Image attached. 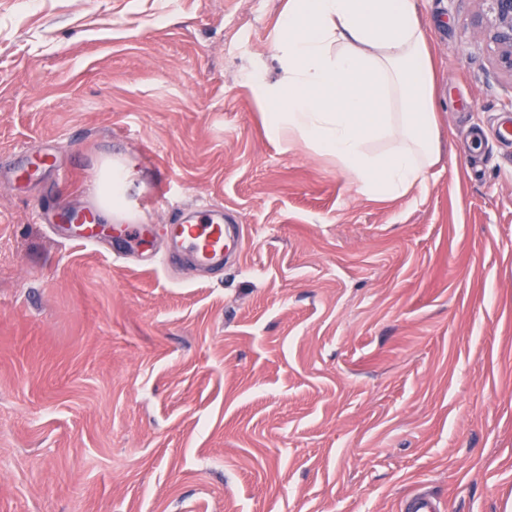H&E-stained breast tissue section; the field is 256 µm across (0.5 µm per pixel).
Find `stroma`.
Listing matches in <instances>:
<instances>
[{"label": "stroma", "instance_id": "1", "mask_svg": "<svg viewBox=\"0 0 512 512\" xmlns=\"http://www.w3.org/2000/svg\"><path fill=\"white\" fill-rule=\"evenodd\" d=\"M286 0H0V512H512V76L419 0L440 155L373 199L264 127ZM57 157L56 167L41 163ZM132 223L55 234L104 156ZM219 206L236 264L169 265Z\"/></svg>", "mask_w": 512, "mask_h": 512}]
</instances>
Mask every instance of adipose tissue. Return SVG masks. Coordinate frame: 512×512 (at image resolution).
Masks as SVG:
<instances>
[{
    "label": "adipose tissue",
    "mask_w": 512,
    "mask_h": 512,
    "mask_svg": "<svg viewBox=\"0 0 512 512\" xmlns=\"http://www.w3.org/2000/svg\"><path fill=\"white\" fill-rule=\"evenodd\" d=\"M273 51L279 78L251 80L269 136L335 160L372 198H401L426 183L439 137L416 0H288ZM382 140L388 148L376 150ZM136 177L130 160L102 161L86 193L103 219L126 217Z\"/></svg>",
    "instance_id": "adipose-tissue-1"
}]
</instances>
